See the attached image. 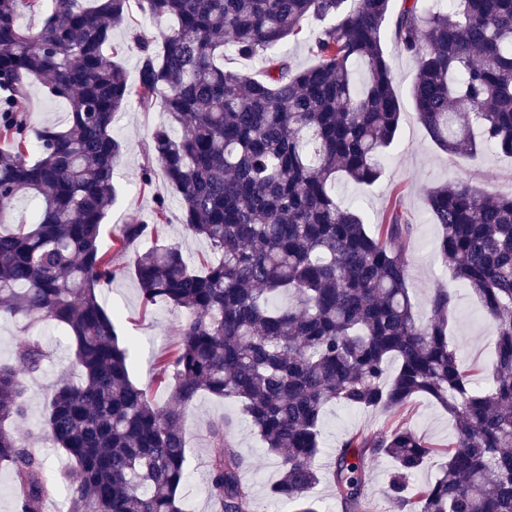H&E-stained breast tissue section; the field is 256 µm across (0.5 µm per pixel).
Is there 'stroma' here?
<instances>
[{"mask_svg": "<svg viewBox=\"0 0 512 512\" xmlns=\"http://www.w3.org/2000/svg\"><path fill=\"white\" fill-rule=\"evenodd\" d=\"M394 76L395 88L402 105V120L396 142L384 154L382 174L373 185H357L338 180L332 192L344 206H359L369 228L400 206L411 223V252L409 281L412 299L419 308H426L434 288H450L455 308L451 322V336L465 364L472 368L475 385H485L494 358L493 326L486 317L479 299L461 282L454 279L448 266L436 250L439 227L431 220L425 205L428 191L435 185L450 180L490 183L501 195H512V156L485 149L474 157L450 159L430 139L415 118L410 89L416 75L415 62L403 53L393 41H385ZM30 118L33 126L68 123V104L49 95L44 84L35 83L28 89ZM164 118L158 111L145 112L129 106L118 113L113 134L123 144L117 160L116 200L106 220L100 240L102 249H110L117 229L130 223L134 217L148 215L157 197H165L169 205V224L160 236L161 243L181 245L192 259L209 256L203 242L187 235L179 222V196L164 180L156 176L151 187H144L141 174L152 165L146 150L153 127ZM134 255L117 256L119 269L116 279L102 294L105 307L117 312V332L121 341H133L130 376L145 388L157 403H165L170 396L168 388L156 381L155 363L159 356L176 345V327L182 312L166 302H157L150 308L140 303L137 281L132 273ZM38 338L51 357L42 370L23 375L26 412L15 420L17 432L27 440L30 449L43 460L48 500L65 503L67 491L58 483L55 473L67 459L56 448L42 429V415L53 384L62 377L79 380L80 372L74 362V346L64 327L39 321L24 325L15 319L0 320V359L11 360L16 341L21 333ZM226 419L228 434L242 455L245 465L242 478L252 490L258 512H292L289 504L275 500L268 493L277 479L279 466L268 455L250 421L240 409L229 402L209 396L201 397L190 407L185 417L188 478L184 486L185 512H216L207 496L210 459L214 448L208 438L210 421ZM400 420L426 441L438 448L447 447L455 436L452 417L435 401L419 396L413 399L398 416L380 409H351L340 403L329 404L323 413L322 456L335 455L344 438L353 432L379 433L388 430L393 420ZM368 480L364 487L367 512H395L387 497L392 470L390 458L381 456L366 465Z\"/></svg>", "mask_w": 512, "mask_h": 512, "instance_id": "stroma-1", "label": "stroma"}]
</instances>
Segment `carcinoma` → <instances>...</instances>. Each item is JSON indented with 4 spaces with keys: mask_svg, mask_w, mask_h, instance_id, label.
<instances>
[{
    "mask_svg": "<svg viewBox=\"0 0 512 512\" xmlns=\"http://www.w3.org/2000/svg\"><path fill=\"white\" fill-rule=\"evenodd\" d=\"M155 33L130 31L139 53L136 84L113 57V30L130 0H0V318L44 317L67 329L80 380L61 379L43 418L68 459L56 478L68 512H184L183 415L204 395L238 404L280 467L270 495L294 512H319L326 403L398 412L413 397L441 404L455 437L441 450L395 422L352 433L327 463L344 512H362L366 461L393 469L388 495L399 512H512V196L485 183L446 181L426 206L440 228L437 250L492 320L495 360L475 388L448 336L451 292L438 287L428 310L409 288L410 226L394 206L371 231L336 202L337 177L372 185L396 140L401 105L382 30L417 67V121L453 158L483 145L512 155V0H138ZM42 21L23 27L22 10ZM324 26L307 30L309 19ZM306 36L316 63L300 68L275 49ZM262 62V77L224 66L226 52ZM48 81L69 104V125L33 129L27 89ZM165 114L150 136L156 172L180 196L181 224L219 255L190 266L159 243L166 201L122 225L112 240L135 254L141 304L184 311L180 341L157 362L172 383L162 405L130 378V346L101 302L118 275L100 248L115 198L122 145L115 118L130 103ZM20 197L37 202L28 222L6 220ZM286 296L288 303L276 299ZM50 353L18 338L0 360V464L18 489V512H43L45 471L11 423L25 415L22 373ZM393 373H388L390 364ZM207 492L220 512H253L242 456L224 420ZM444 454L434 480L413 483Z\"/></svg>",
    "mask_w": 512,
    "mask_h": 512,
    "instance_id": "cac0c4a2",
    "label": "carcinoma"
}]
</instances>
